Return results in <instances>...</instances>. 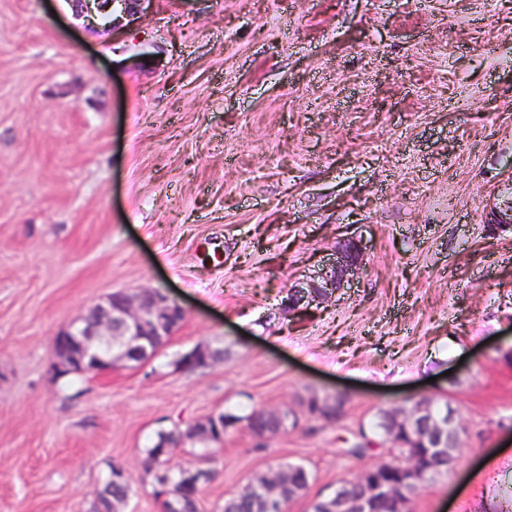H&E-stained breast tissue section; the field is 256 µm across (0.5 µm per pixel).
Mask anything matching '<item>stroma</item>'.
<instances>
[{"label": "stroma", "instance_id": "obj_1", "mask_svg": "<svg viewBox=\"0 0 512 512\" xmlns=\"http://www.w3.org/2000/svg\"><path fill=\"white\" fill-rule=\"evenodd\" d=\"M510 183L512 0H152L114 28L0 0V512H86L116 465L124 512H161L159 432L284 406L273 439L225 432L202 512L286 463L310 512L398 461L346 449L423 398L459 444L409 512L512 498V231L483 224ZM345 236L348 288L285 310ZM144 287L185 310L153 360L53 371L63 327ZM204 343L223 360L178 368Z\"/></svg>", "mask_w": 512, "mask_h": 512}]
</instances>
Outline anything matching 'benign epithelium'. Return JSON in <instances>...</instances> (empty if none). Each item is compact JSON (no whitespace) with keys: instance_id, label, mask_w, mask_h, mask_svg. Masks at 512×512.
<instances>
[{"instance_id":"obj_1","label":"benign epithelium","mask_w":512,"mask_h":512,"mask_svg":"<svg viewBox=\"0 0 512 512\" xmlns=\"http://www.w3.org/2000/svg\"><path fill=\"white\" fill-rule=\"evenodd\" d=\"M76 11L95 22L96 12L105 3L112 4V14L134 16L141 12L147 0H73ZM484 223L490 229H512V195L501 203H493L484 210ZM336 258L322 269L319 280L294 285L288 290L285 306L296 309L304 302L324 300L345 284L359 269L363 252L359 240L346 237L336 242ZM184 317L183 308L165 295L151 288H142L134 294L122 292L119 300L108 296L88 312L69 323L55 337L53 369L60 374L82 370H109L118 362L145 360L155 351ZM273 425L253 430L261 439L283 433V410L266 414ZM393 429L412 432L437 457H451L454 440L459 435L456 410L448 407L436 415L423 400L411 409L391 414ZM366 482L356 481L338 486L323 498V512H371L372 495L363 491ZM251 490L269 510H274L279 496V478L270 472L253 482Z\"/></svg>"}]
</instances>
